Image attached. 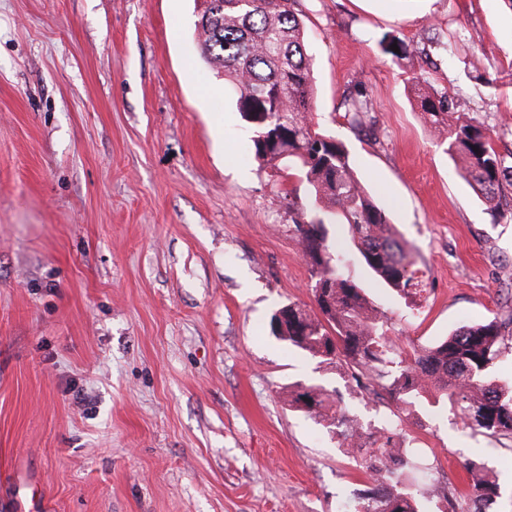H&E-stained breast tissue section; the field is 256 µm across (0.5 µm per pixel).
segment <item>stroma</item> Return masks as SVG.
Instances as JSON below:
<instances>
[{
    "label": "stroma",
    "mask_w": 512,
    "mask_h": 512,
    "mask_svg": "<svg viewBox=\"0 0 512 512\" xmlns=\"http://www.w3.org/2000/svg\"><path fill=\"white\" fill-rule=\"evenodd\" d=\"M204 0H0V512H337L369 480L342 430L385 391L288 349L272 312L312 305L288 196L255 160L234 92L200 53ZM319 122L416 253L419 291L353 274L404 353L512 314V219H495L419 112L423 74L512 150V0H297ZM417 44L393 60L378 37ZM362 84L372 110L350 128ZM318 385L329 426L290 395ZM446 512L465 464L512 512V439L403 423Z\"/></svg>",
    "instance_id": "35a3bbf8"
}]
</instances>
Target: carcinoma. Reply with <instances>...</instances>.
I'll list each match as a JSON object with an SVG mask.
<instances>
[{"label": "carcinoma", "mask_w": 512, "mask_h": 512, "mask_svg": "<svg viewBox=\"0 0 512 512\" xmlns=\"http://www.w3.org/2000/svg\"><path fill=\"white\" fill-rule=\"evenodd\" d=\"M296 0H212L198 21L204 39L201 54L223 70L235 91L234 108L248 134L255 158L273 169L286 165L306 183L307 196H290L288 208L311 277L335 284L314 290L315 308L290 302L285 327L275 338L322 363L365 370L368 377L400 402L408 413L448 412L481 433L512 438V380L494 367L512 315L463 325L435 344L404 356L389 336L387 321L368 298L350 267L365 266L400 296L419 285L413 246L403 239L388 213L377 204L352 167L345 145L321 129L313 115V64ZM397 44L399 51L390 49ZM382 51L403 60L416 51L396 32L383 34ZM419 111L440 118L452 110L447 93L432 94L425 80L411 78ZM352 127L363 123L370 106L359 86L344 98ZM463 177L489 208H498L504 185L512 186V152L497 151L482 124L461 115L443 140ZM345 224L357 254L341 251L328 227ZM290 403L330 425L340 406L321 386L291 394ZM403 429L390 423L357 433L356 452L365 458L371 486L348 512H432L411 478L416 463L399 442ZM473 473L468 492L451 503V512H472L478 499H495L498 486L484 467Z\"/></svg>", "instance_id": "cac0c4a2"}]
</instances>
